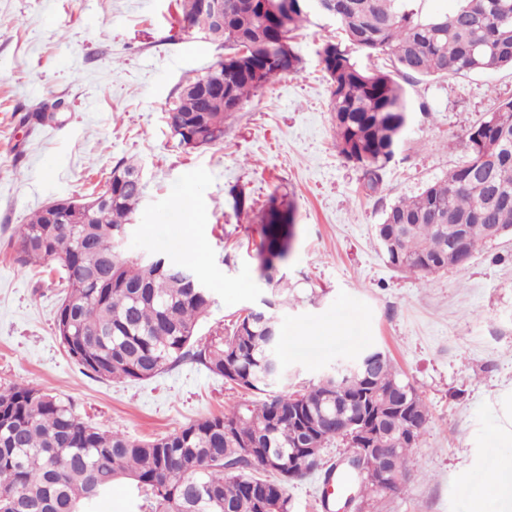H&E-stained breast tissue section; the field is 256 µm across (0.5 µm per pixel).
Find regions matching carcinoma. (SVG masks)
Wrapping results in <instances>:
<instances>
[{"label": "carcinoma", "instance_id": "1", "mask_svg": "<svg viewBox=\"0 0 512 512\" xmlns=\"http://www.w3.org/2000/svg\"><path fill=\"white\" fill-rule=\"evenodd\" d=\"M345 40H327L318 52L331 81L336 147L357 165L366 191L375 193L410 121L405 88L395 79L512 68V0H460L448 14L423 11L425 0H329ZM224 91L231 100L204 97L206 72L179 88L168 111L201 119L203 146L224 139V120L278 75L300 71L291 41L312 8L293 0L288 25L261 16V0H224ZM254 51L237 57L239 42ZM387 55L396 74L369 73L351 48ZM465 135L469 160L421 193L400 197L383 213L377 237L388 262L422 277L464 264L491 225L512 228V100L502 103ZM140 168L116 164L107 181L111 202L92 212L75 210L69 223H47L36 211L15 234L21 265L53 263L65 283L55 331L68 356L102 380H146L190 360L256 395L221 415L201 417L150 439L102 431L73 404L15 384L0 391V512H91L95 502L128 482L145 512H289L288 483L277 471L302 476L324 466L322 452L345 433L329 430L334 417L382 429L399 478L385 485L369 463L343 467L355 506L398 494L407 480L410 450L418 447L428 410L414 385L390 358L367 350L366 372L322 378L288 390L278 322L271 313L238 316L231 328L203 344L193 338L212 298L191 268L159 258L140 263L121 251V234L141 203L143 189L123 177ZM238 214L253 208L237 188ZM296 209L285 194L272 195L258 219L252 259L271 285L267 308L288 303L282 273L295 236ZM408 403L416 429L401 424Z\"/></svg>", "mask_w": 512, "mask_h": 512}]
</instances>
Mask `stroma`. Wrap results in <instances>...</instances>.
<instances>
[{
	"instance_id": "stroma-1",
	"label": "stroma",
	"mask_w": 512,
	"mask_h": 512,
	"mask_svg": "<svg viewBox=\"0 0 512 512\" xmlns=\"http://www.w3.org/2000/svg\"><path fill=\"white\" fill-rule=\"evenodd\" d=\"M178 0H0V391L17 383L73 402L103 430L149 438L251 401L194 363L143 381L85 374L55 332L61 288L53 265L15 260L13 233L37 209L102 191L112 168L135 160L143 198L124 252L189 265L213 304L196 337L209 341L269 291L250 256L254 215L236 214L231 187L255 207L288 191L297 235L286 270L294 304L282 329H319L343 312L341 336L285 349L288 385L317 382L365 349L389 353L429 409L409 478L365 512H475L484 480L512 464V235L467 263L418 279L394 269L376 234L400 197L468 159L467 130L512 98V69L419 77L406 83L411 121L381 189L343 159L318 51L336 21L310 13L293 46L296 74L271 80L227 120L222 142L186 150L165 108L223 47L184 28ZM196 217L202 257L172 238Z\"/></svg>"
}]
</instances>
